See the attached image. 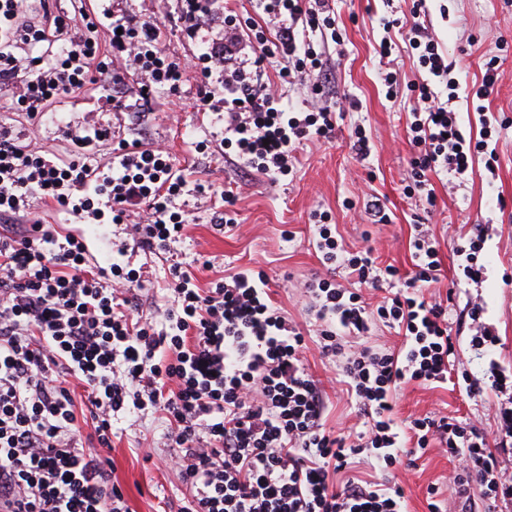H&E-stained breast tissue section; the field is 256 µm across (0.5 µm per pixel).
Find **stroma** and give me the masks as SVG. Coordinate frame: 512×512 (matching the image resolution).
I'll return each mask as SVG.
<instances>
[{"mask_svg": "<svg viewBox=\"0 0 512 512\" xmlns=\"http://www.w3.org/2000/svg\"><path fill=\"white\" fill-rule=\"evenodd\" d=\"M124 13L139 21L159 20L162 44L182 61L194 63L201 45L190 40L178 19V0H118ZM83 0H49L51 11L68 17L72 40H103L105 30L98 18L84 13ZM413 0H335L336 26L341 43L316 44L333 71L339 95L350 105L337 115L332 140H311L300 145L298 160L290 175L270 181L258 173L244 175L224 156V128L209 112L198 109L205 90L220 91L195 70H188L181 91L173 96L156 94L155 110L147 124H139L135 111L114 113L111 91L104 84L88 85L83 92L66 95L56 112L36 120L15 117L7 105L10 86L0 84V122L12 127L20 139L34 147L58 153L70 147L61 127L85 134L92 126L118 128L119 135L143 144L161 143L171 154L174 168L187 181L189 190L177 200L188 221L181 242L174 246V259L189 264L201 287L221 278L231 267L264 271L270 279L274 303L300 327H307L302 285L320 261L310 243L313 214L329 212L346 242L371 249L379 266L400 271L412 267L409 238L411 226L423 216L418 198L407 197L403 187L410 173L411 148L406 127L415 107L409 84L418 79L417 64L406 41H398L390 60L376 52L385 32L382 19L411 20ZM430 22L461 84L480 81L483 64L498 59L496 91L489 109L499 116L497 153L500 166L488 173L483 159H476L463 183L448 188L434 180L437 206L427 216L441 245L444 275H451L460 237L475 225L491 224L495 231L486 242L483 262L487 275L481 282L466 283L448 304V327L455 343L458 371L483 379L487 359L471 350V330L464 315L474 305L485 308V320L494 328L499 347L496 361L512 378V0H429ZM397 71L401 87L396 98L385 96L380 74ZM363 128L370 140V154L358 160L350 148L355 128ZM215 185L235 197L237 226L224 232L216 227L224 208L220 196H202L196 185ZM380 197L390 214L388 224H374L364 212V194ZM169 261L134 250L130 265L139 269L143 290V317L162 321V290L170 276ZM305 363L325 385L329 396L327 425L338 431L361 427L363 419L353 398L338 383L339 371L309 347ZM503 395L486 389L478 399L454 387L406 386L394 403L393 417L405 422L423 415L468 418L494 432V411ZM167 422L157 414L127 413L116 423V437L109 453L112 478L123 489L131 512H163L166 501L181 483L175 472L156 468L144 459L166 454ZM455 465L438 447L413 456L410 465L397 471L380 469L369 457H361L355 475L375 482L404 486L408 512H429L428 487L439 488L442 512H457L453 485Z\"/></svg>", "mask_w": 512, "mask_h": 512, "instance_id": "stroma-1", "label": "stroma"}]
</instances>
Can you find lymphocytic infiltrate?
<instances>
[{"label": "lymphocytic infiltrate", "mask_w": 512, "mask_h": 512, "mask_svg": "<svg viewBox=\"0 0 512 512\" xmlns=\"http://www.w3.org/2000/svg\"><path fill=\"white\" fill-rule=\"evenodd\" d=\"M334 0H259L266 24L251 22L241 37L235 16L218 0H179L189 38L202 27L220 29L199 58L202 73L219 71L224 94L205 93L203 110L224 118V146L242 166L285 176L297 160V144L329 139L336 122L328 106L291 112L263 78V66L284 59V82L307 83L325 68L311 39L334 31ZM26 0H0V82L15 88L13 109L35 119L55 111L63 95L92 81L95 40L66 38L65 17L42 11L29 16ZM414 0L405 30L421 80L412 88L420 104L407 139L413 151L406 195L435 207L433 176L464 179L473 160L486 155L499 165L498 121L487 113L498 72L487 61L467 97L480 130L464 129L450 103L460 84L448 56ZM107 83L136 74L148 92H178L185 65L159 44L158 22L138 23L113 14L107 28ZM250 48L252 58L242 57ZM37 72H30L31 59ZM108 127L69 134V158L24 145L0 125V507L7 512H130L112 479L110 460L116 416L161 413L168 421L166 468L180 474L183 491L167 512H407L402 486L363 480L337 483L352 457L369 453L386 470L401 467L411 450L439 442L457 460L455 495L460 512L477 502L512 495L496 449L512 447V402L495 410L497 431L474 422L426 416L401 428L391 415L396 392L407 384H444L453 371L455 345L448 333V303L430 295L441 282L439 242L427 224L413 227V270L378 268L370 250L346 249L328 214L312 227V244L325 275L304 284L308 309L325 356L338 361L366 423L355 438L328 430L327 401L305 367L306 338L298 323L274 305L263 271L242 269L203 288L182 265L170 269L162 322L139 320L135 271L119 259L89 271L81 235L51 229L31 211L33 200L100 219L111 213L137 245L167 253L184 220L174 209L186 183L172 174L166 150L124 145L120 157L100 162L87 154L92 142L111 137ZM144 206L141 223H129ZM354 279L345 286L337 269ZM366 288L384 290L377 305ZM403 338L395 351L364 346L346 350L348 336L364 337L376 323ZM86 391L92 432H84L68 378Z\"/></svg>", "instance_id": "lymphocytic-infiltrate-1"}]
</instances>
